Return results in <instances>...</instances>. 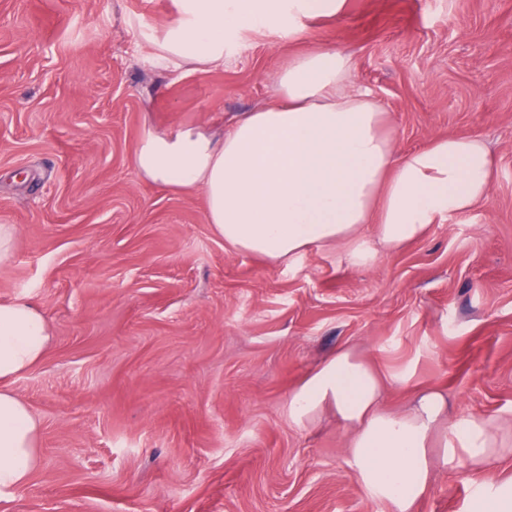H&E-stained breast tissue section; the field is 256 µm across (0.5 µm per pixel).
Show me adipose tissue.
Returning a JSON list of instances; mask_svg holds the SVG:
<instances>
[{
  "mask_svg": "<svg viewBox=\"0 0 512 512\" xmlns=\"http://www.w3.org/2000/svg\"><path fill=\"white\" fill-rule=\"evenodd\" d=\"M346 0H180L178 21L158 44V59L215 66L229 31L282 18L342 17ZM353 60L322 46L290 59L277 75L278 103L245 113L223 138L187 128L147 134L134 158L144 179L167 188H201L205 218L225 243L270 261L305 249L349 244L363 265L376 247L395 251L423 238L438 220L484 201L494 160L476 137H440L396 157L385 114L352 82ZM373 225L377 245L362 230ZM52 328L29 300L0 302V500L30 480L39 464V422L9 384L44 357ZM384 380L348 347L339 348L291 393L288 416L311 423L331 406L347 433V461L374 502L413 512L435 463L474 468L512 455L495 416L452 418L448 397L420 389L408 409H381ZM446 437L431 452L437 431Z\"/></svg>",
  "mask_w": 512,
  "mask_h": 512,
  "instance_id": "1",
  "label": "adipose tissue"
}]
</instances>
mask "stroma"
Segmentation results:
<instances>
[{
	"label": "stroma",
	"instance_id": "stroma-1",
	"mask_svg": "<svg viewBox=\"0 0 512 512\" xmlns=\"http://www.w3.org/2000/svg\"><path fill=\"white\" fill-rule=\"evenodd\" d=\"M178 0H0V299L53 327L11 387L41 422L39 465L0 512H389L347 464L331 413L288 397L336 349L386 377L399 412L420 387L453 417L512 422V0H347L341 19L229 36L207 71L152 63ZM338 46L388 116L396 155L483 139L484 202L367 265L345 244L293 263L240 252L202 190L139 176L145 134H223L273 104L294 55ZM512 476L436 466L414 512H467L465 490Z\"/></svg>",
	"mask_w": 512,
	"mask_h": 512
}]
</instances>
